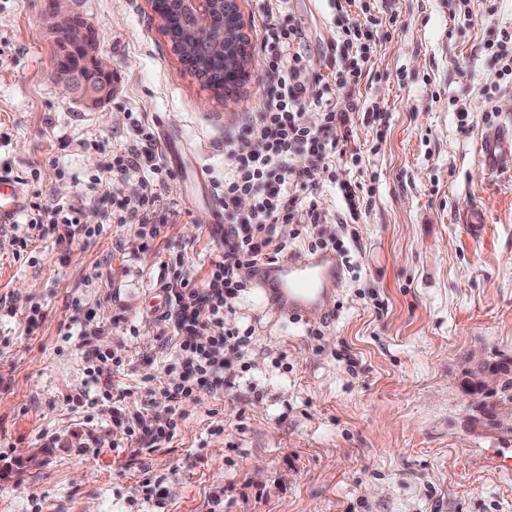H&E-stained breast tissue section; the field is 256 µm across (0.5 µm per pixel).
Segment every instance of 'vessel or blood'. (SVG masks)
<instances>
[{
  "mask_svg": "<svg viewBox=\"0 0 512 512\" xmlns=\"http://www.w3.org/2000/svg\"><path fill=\"white\" fill-rule=\"evenodd\" d=\"M480 158L488 171L512 172V128L496 127L481 142ZM30 207L20 181L0 169V224L15 223ZM248 277L259 299L270 308L298 320L331 314L344 272L335 251L322 250L297 259L287 253L272 263L251 266Z\"/></svg>",
  "mask_w": 512,
  "mask_h": 512,
  "instance_id": "vessel-or-blood-1",
  "label": "vessel or blood"
}]
</instances>
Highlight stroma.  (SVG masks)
I'll list each match as a JSON object with an SVG mask.
<instances>
[{
	"instance_id": "stroma-1",
	"label": "stroma",
	"mask_w": 512,
	"mask_h": 512,
	"mask_svg": "<svg viewBox=\"0 0 512 512\" xmlns=\"http://www.w3.org/2000/svg\"><path fill=\"white\" fill-rule=\"evenodd\" d=\"M240 5L254 63L217 92L184 72L149 0H72L112 69L111 96L84 107L55 75L45 0H0V168L98 231L69 243L26 216L0 225V512H512V439L466 433L459 387L468 353L512 351V181L479 162L487 128L512 122V74L488 51L512 32V0H471L469 23L459 0ZM365 15L376 50L357 87L329 95L354 114L344 157L278 227L310 254L306 201L330 236L346 219L339 184L372 188L334 317L292 319L247 289L234 385L172 409L161 282L203 284L216 257L206 213L223 207L225 140L265 98L263 28H298L309 120L330 46ZM135 118L179 154L149 225L124 210L142 171L96 166L125 156ZM90 348L121 355L122 410L176 420L174 436L149 452L122 437ZM146 478L162 497H145Z\"/></svg>"
}]
</instances>
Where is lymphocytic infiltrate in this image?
I'll use <instances>...</instances> for the list:
<instances>
[{"label":"lymphocytic infiltrate","mask_w":512,"mask_h":512,"mask_svg":"<svg viewBox=\"0 0 512 512\" xmlns=\"http://www.w3.org/2000/svg\"><path fill=\"white\" fill-rule=\"evenodd\" d=\"M297 28L277 21L266 24L264 47L268 58V89L259 111L250 113L224 145V251L203 285L183 278L164 285L163 321L178 344L179 382L164 390L172 407L196 399L204 391L233 385L238 376L232 357L250 342L249 333L226 320L238 298L250 285L245 275L251 264L287 251L277 228L294 218L299 199L291 184L307 187L316 182L313 167L298 166L299 157L309 155L323 167L336 159L341 140L349 133V113L324 106L322 121L312 127L303 120L306 90L301 81L303 60L294 51ZM345 67L334 74L337 84L357 86L362 63L372 52L368 35L359 19H351L342 31L339 47ZM123 166L167 175L157 143L149 131L136 128ZM250 200L248 211H240L241 200Z\"/></svg>","instance_id":"lymphocytic-infiltrate-1"}]
</instances>
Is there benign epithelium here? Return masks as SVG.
<instances>
[{"label": "benign epithelium", "instance_id": "obj_1", "mask_svg": "<svg viewBox=\"0 0 512 512\" xmlns=\"http://www.w3.org/2000/svg\"><path fill=\"white\" fill-rule=\"evenodd\" d=\"M70 0H50L57 55L74 58L75 64L56 69L67 94L93 106L112 93V69L95 50L96 37L87 22L69 7ZM187 27V34L173 38L183 54L198 51L224 61V77L239 82L252 60L251 38L242 21L239 0H169ZM223 18L217 32L212 24ZM469 406L465 429L495 434L512 428V352L481 349L466 357Z\"/></svg>", "mask_w": 512, "mask_h": 512}]
</instances>
